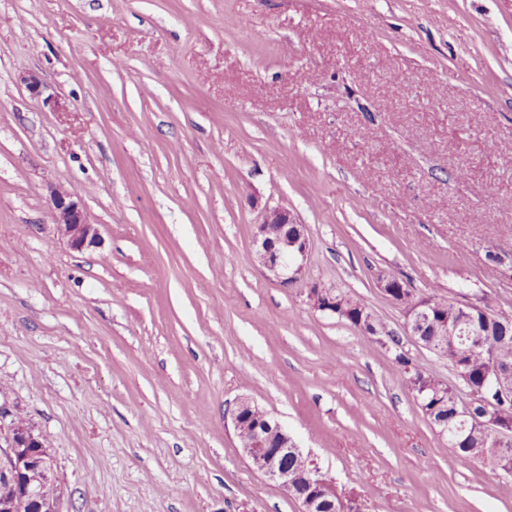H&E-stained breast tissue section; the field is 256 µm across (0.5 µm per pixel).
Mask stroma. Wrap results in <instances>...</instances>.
I'll return each instance as SVG.
<instances>
[{"instance_id":"35a3bbf8","label":"stroma","mask_w":512,"mask_h":512,"mask_svg":"<svg viewBox=\"0 0 512 512\" xmlns=\"http://www.w3.org/2000/svg\"><path fill=\"white\" fill-rule=\"evenodd\" d=\"M71 187L100 246L57 232ZM277 206L310 243L291 287L254 259ZM382 274L512 315V0H0V404L59 512H302L243 455V397L360 512H512L309 300L401 332Z\"/></svg>"}]
</instances>
